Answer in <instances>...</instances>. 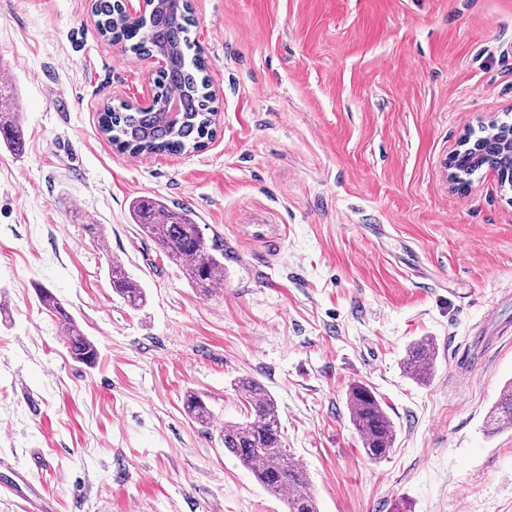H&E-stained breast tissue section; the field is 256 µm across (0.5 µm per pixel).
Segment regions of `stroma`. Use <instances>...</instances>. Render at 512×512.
<instances>
[{
    "instance_id": "1",
    "label": "stroma",
    "mask_w": 512,
    "mask_h": 512,
    "mask_svg": "<svg viewBox=\"0 0 512 512\" xmlns=\"http://www.w3.org/2000/svg\"><path fill=\"white\" fill-rule=\"evenodd\" d=\"M90 0H0V74L25 147L0 144V494L53 512H284L225 452L234 383L278 403L320 512H512V429L485 416L512 381V192L488 169L451 190L464 135L512 123V0H192L215 92L203 148L132 156L106 104L152 88L151 59L97 31ZM192 210L226 278L191 288L130 215ZM88 224L104 229L97 244ZM121 260L147 301L112 290ZM98 347L74 361L36 286ZM505 332L470 354L488 305ZM436 345L424 381L408 348ZM371 387L396 428L367 457L347 394ZM202 395L213 423L184 412Z\"/></svg>"
}]
</instances>
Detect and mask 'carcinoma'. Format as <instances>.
<instances>
[{"instance_id": "obj_1", "label": "carcinoma", "mask_w": 512, "mask_h": 512, "mask_svg": "<svg viewBox=\"0 0 512 512\" xmlns=\"http://www.w3.org/2000/svg\"><path fill=\"white\" fill-rule=\"evenodd\" d=\"M94 12L100 34L125 52L138 56L163 54L169 60L166 70L154 81L155 93L165 98L176 90L182 118L176 125L166 114L154 108L121 104L106 106L101 114V131L119 151L140 153H181L201 148L214 137L213 116L215 94L205 75L202 56L188 55L189 33L193 25L189 0H157L153 8L134 19L127 17L122 0H94ZM0 137L11 151L19 154L23 141L19 132L18 105L0 84ZM477 161L460 168L466 180L487 166L508 167L512 156H504L501 140L488 133L476 137ZM135 223L143 235L153 240L163 256L178 265L192 287L203 295H211L218 282L224 280V249L216 239L205 238L194 214L188 208L172 209L151 197H139L132 206ZM108 273L113 291L136 309L146 301L141 285L124 265L108 259ZM39 304L56 316L67 350L77 362L92 365L97 360V347L84 336L78 323L49 289L37 290ZM435 358V344L420 341L407 350L404 369L417 380L425 379ZM236 391L248 403L247 418L228 422L220 430L224 449L250 470L260 486L279 497L286 512H319L315 493L306 469L288 455L281 435L280 413L276 400L260 382L242 378ZM347 405L350 418L360 436L364 453L373 457L376 451L388 455L395 443L396 430L384 411L376 393L364 384L351 387ZM184 410L195 422L208 425L211 410L204 399L194 393L185 395ZM490 433L512 429V381L504 384L486 416Z\"/></svg>"}]
</instances>
